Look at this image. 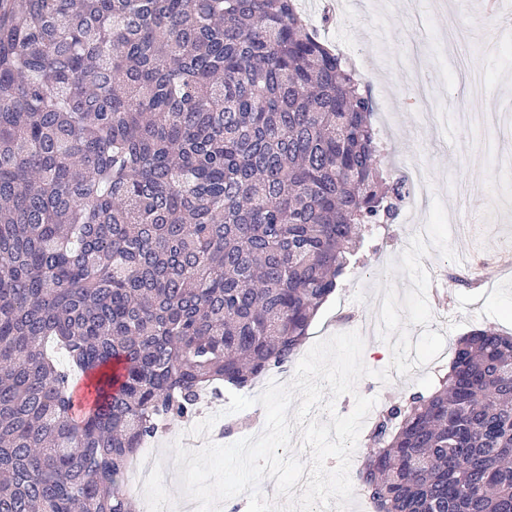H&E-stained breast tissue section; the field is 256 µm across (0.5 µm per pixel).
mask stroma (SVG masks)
<instances>
[{
    "label": "stroma",
    "mask_w": 512,
    "mask_h": 512,
    "mask_svg": "<svg viewBox=\"0 0 512 512\" xmlns=\"http://www.w3.org/2000/svg\"><path fill=\"white\" fill-rule=\"evenodd\" d=\"M297 0L322 40L350 57L373 102L372 124L387 153L392 177L419 175L423 186L416 199L404 201L394 223L378 227L363 245L357 264L320 310L304 348L317 339L356 331L363 334V362L382 370L391 362L389 346L368 332L377 321L387 266L408 248L413 227L425 223L434 198L447 209L461 208L465 227L452 228L450 244L457 256L469 257L473 271L486 279L472 288L447 277L435 286L447 292L448 306L432 305L429 328L444 336L441 354L409 375L383 384L362 378L358 394L376 398L377 408L389 399L429 392L447 373L458 337L475 327L492 326L512 334V264L499 254L512 246V25L482 9V0ZM483 175L489 194L457 203V187ZM226 402L212 428L215 443H233L245 434H259L265 425L261 406L247 409L251 429L236 427ZM185 429L171 422L155 442L153 481L137 493L138 512L147 497L177 506L181 495L177 474L169 469L170 445Z\"/></svg>",
    "instance_id": "35a3bbf8"
}]
</instances>
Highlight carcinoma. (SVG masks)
I'll list each match as a JSON object with an SVG mask.
<instances>
[{
	"label": "carcinoma",
	"instance_id": "carcinoma-1",
	"mask_svg": "<svg viewBox=\"0 0 512 512\" xmlns=\"http://www.w3.org/2000/svg\"><path fill=\"white\" fill-rule=\"evenodd\" d=\"M372 112L295 0H0V512H134L144 441L291 361L409 195ZM368 445L374 512H512V336Z\"/></svg>",
	"mask_w": 512,
	"mask_h": 512
}]
</instances>
